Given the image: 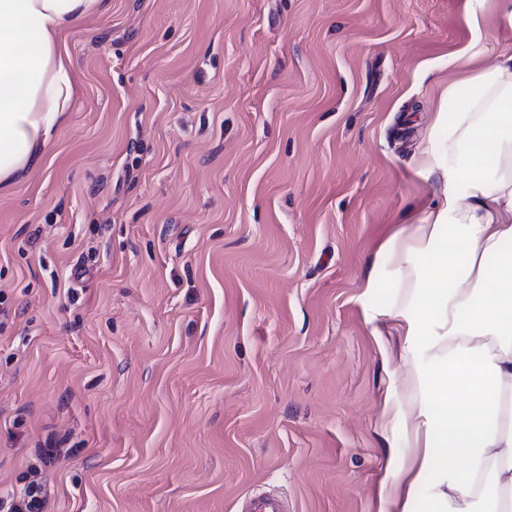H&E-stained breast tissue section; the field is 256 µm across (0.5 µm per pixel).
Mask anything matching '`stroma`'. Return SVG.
<instances>
[{
    "label": "stroma",
    "instance_id": "obj_1",
    "mask_svg": "<svg viewBox=\"0 0 512 512\" xmlns=\"http://www.w3.org/2000/svg\"><path fill=\"white\" fill-rule=\"evenodd\" d=\"M109 4L62 35L70 118L0 195V498L35 468L49 512H383L377 251L437 197L455 53L512 38L462 0ZM488 0H463L462 20L472 32H480L483 25L485 5Z\"/></svg>",
    "mask_w": 512,
    "mask_h": 512
}]
</instances>
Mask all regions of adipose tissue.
Listing matches in <instances>:
<instances>
[{"instance_id": "obj_1", "label": "adipose tissue", "mask_w": 512, "mask_h": 512, "mask_svg": "<svg viewBox=\"0 0 512 512\" xmlns=\"http://www.w3.org/2000/svg\"><path fill=\"white\" fill-rule=\"evenodd\" d=\"M106 0H0V194L39 170L76 96L63 33ZM467 98H460V91ZM439 202L381 247L403 284L366 322L397 345L382 430L390 512H512V52L449 83L427 131Z\"/></svg>"}]
</instances>
